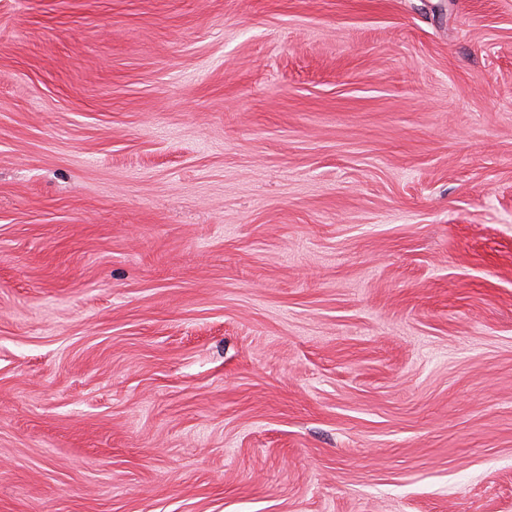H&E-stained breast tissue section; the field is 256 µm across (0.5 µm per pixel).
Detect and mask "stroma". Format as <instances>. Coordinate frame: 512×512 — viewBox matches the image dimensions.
Listing matches in <instances>:
<instances>
[{"label": "stroma", "instance_id": "obj_1", "mask_svg": "<svg viewBox=\"0 0 512 512\" xmlns=\"http://www.w3.org/2000/svg\"><path fill=\"white\" fill-rule=\"evenodd\" d=\"M0 512H512V0H0Z\"/></svg>", "mask_w": 512, "mask_h": 512}]
</instances>
